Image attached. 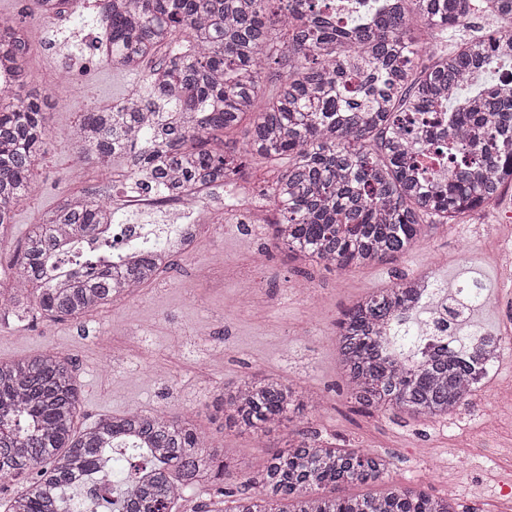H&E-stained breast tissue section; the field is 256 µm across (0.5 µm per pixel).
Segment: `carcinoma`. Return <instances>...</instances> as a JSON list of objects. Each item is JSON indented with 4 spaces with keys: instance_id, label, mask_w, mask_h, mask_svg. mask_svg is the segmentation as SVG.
<instances>
[{
    "instance_id": "obj_1",
    "label": "carcinoma",
    "mask_w": 512,
    "mask_h": 512,
    "mask_svg": "<svg viewBox=\"0 0 512 512\" xmlns=\"http://www.w3.org/2000/svg\"><path fill=\"white\" fill-rule=\"evenodd\" d=\"M336 0H111L104 60L143 74L145 97L107 112H83L73 130L81 153L100 164L127 158L144 189L199 193L241 172L237 149L219 135L250 120L244 152L286 167L263 193L273 204L275 244L309 263L370 266L407 252L422 226L452 224L512 183V96L483 86L455 97L466 81L512 68V0H396L367 13L354 0L341 19ZM479 10L499 19L496 39L473 35L421 63L412 32H434ZM28 33L0 16V234L31 193L49 129L48 96L27 92ZM423 143L421 150L410 143ZM449 165L448 178L434 167ZM112 223L96 198L57 204L28 228L14 285L0 310L26 306L37 317L79 318L153 283L172 265L165 250L114 268L97 252L76 251L74 275L57 277L54 246L93 236ZM415 283L403 279L357 301L336 336L347 394L365 411L398 409L446 419L473 399L478 375L443 344L417 364L385 340L389 321L412 306ZM320 399L277 375L247 376L217 397L224 427L260 439L317 410ZM80 392L72 363L53 352L0 361V480L30 481L3 512H85L86 500H112V512H177L187 481L209 485L233 475L209 448L193 418L129 411L81 432ZM139 458L125 489L112 488L108 455ZM390 460L338 448L290 429L241 482L229 512H457L450 496L388 484ZM382 484L380 493L336 494ZM285 501L288 510L277 508Z\"/></svg>"
}]
</instances>
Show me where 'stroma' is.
<instances>
[{
  "instance_id": "stroma-1",
  "label": "stroma",
  "mask_w": 512,
  "mask_h": 512,
  "mask_svg": "<svg viewBox=\"0 0 512 512\" xmlns=\"http://www.w3.org/2000/svg\"><path fill=\"white\" fill-rule=\"evenodd\" d=\"M96 0H73L46 33H34L29 69L31 86L45 91L49 74L63 65L80 66L98 27ZM496 18L474 12L467 25L431 39L422 24L414 36L428 53L453 50L473 34L497 26ZM141 74L97 60L83 83L59 90L61 102L49 116L50 139L33 173L30 199L18 207L0 238V266L10 267L24 244L29 225L39 223L60 195L72 191L73 149L70 130L81 112L98 104L115 103L142 91ZM281 167L258 157L246 160L238 188L243 204L259 224L272 223L274 209L260 187ZM228 187L209 191L207 203L191 221L198 226L196 246L189 255L162 272L155 282L75 320L32 318L18 311L0 315V359L13 360L52 350L73 364L80 391L77 426L130 409H167L193 417L210 446L224 449L231 464L260 465L282 444L280 434L255 440L223 429L208 410L224 385L242 376L277 374L307 390H323L331 401L312 419L310 429L340 448H360L392 461V484L423 488L437 496L454 492L458 512H512V342L505 344L497 371L466 408L458 423L414 417L398 410L374 415L358 412L348 402L336 359V318L358 297L389 288L401 277L433 271L441 290L451 292L469 277L480 280L499 303H487L471 319L473 327L490 336L507 333L499 305L512 306V295L500 282L512 279L495 259L501 246H512V185L491 204L452 224H433L421 242L405 254L339 275L311 265H297L283 249L273 247L270 263L260 264L258 243L244 225L225 217ZM254 276L257 287L272 302L262 312L239 303L242 287L224 277L225 267ZM304 288L308 294L281 300L284 288ZM54 332L45 337L44 326ZM212 334L199 341L198 327ZM127 344L129 362L110 366L99 358L101 337ZM224 348L222 364L202 378L199 368L209 344ZM499 417L500 429L487 439L486 416Z\"/></svg>"
}]
</instances>
